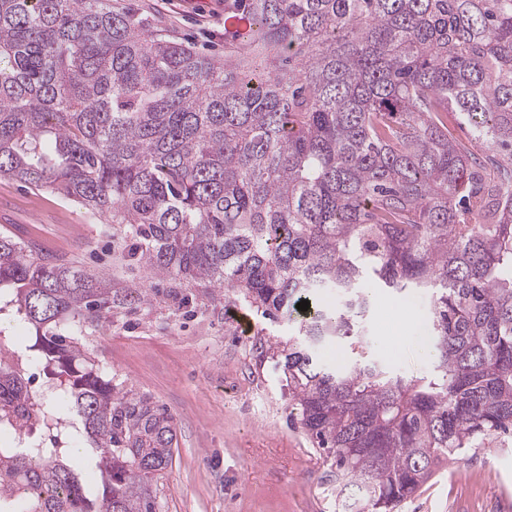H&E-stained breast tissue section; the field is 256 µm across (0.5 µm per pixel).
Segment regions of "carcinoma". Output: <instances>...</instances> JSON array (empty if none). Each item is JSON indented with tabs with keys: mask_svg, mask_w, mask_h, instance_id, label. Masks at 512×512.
Listing matches in <instances>:
<instances>
[{
	"mask_svg": "<svg viewBox=\"0 0 512 512\" xmlns=\"http://www.w3.org/2000/svg\"><path fill=\"white\" fill-rule=\"evenodd\" d=\"M224 12L239 42L216 59L110 0H0V177L112 225L120 260L170 284L164 304L193 287L296 324L257 338L259 359L282 370L343 512H396L436 459L512 430V0ZM371 288L432 292L431 376L367 360ZM152 300L0 233V315L29 324L27 358L97 453L47 446L60 411L1 357L0 431L47 438L0 443V512H157L174 417L86 346Z\"/></svg>",
	"mask_w": 512,
	"mask_h": 512,
	"instance_id": "1",
	"label": "carcinoma"
}]
</instances>
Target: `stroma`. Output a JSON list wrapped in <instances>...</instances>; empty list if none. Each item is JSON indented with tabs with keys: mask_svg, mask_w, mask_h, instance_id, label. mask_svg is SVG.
Here are the masks:
<instances>
[{
	"mask_svg": "<svg viewBox=\"0 0 512 512\" xmlns=\"http://www.w3.org/2000/svg\"><path fill=\"white\" fill-rule=\"evenodd\" d=\"M145 24L161 25L194 49L220 58L233 42L224 0H112ZM0 232L74 259L121 284L159 287L122 264L111 228L80 205L29 183L0 178ZM400 343L389 358L403 378L430 375L432 295L410 291L397 308ZM244 308L201 297L183 309L146 304L90 337L106 372L150 394L175 418L178 447L160 482L158 512H337L339 491L291 415L283 373L259 363L258 335L287 336ZM398 512H512V436L445 459Z\"/></svg>",
	"mask_w": 512,
	"mask_h": 512,
	"instance_id": "1",
	"label": "stroma"
}]
</instances>
